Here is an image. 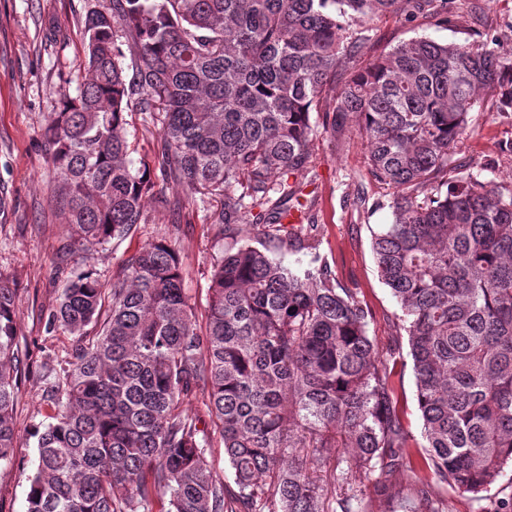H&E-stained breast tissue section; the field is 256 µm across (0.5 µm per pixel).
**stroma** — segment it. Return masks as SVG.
<instances>
[{
  "label": "stroma",
  "instance_id": "obj_1",
  "mask_svg": "<svg viewBox=\"0 0 512 512\" xmlns=\"http://www.w3.org/2000/svg\"><path fill=\"white\" fill-rule=\"evenodd\" d=\"M92 7L111 9L112 0H0V196L6 202L0 210V277L17 293V336L29 366L18 393L14 463L0 471V512H27L28 477L36 461L34 432L53 411L47 370L68 360L76 345L74 336L49 323L72 267L62 263L66 237L61 205L53 195L44 131L48 114L58 110L63 95L76 94L86 76L83 21ZM369 28L372 43L355 60L360 68L397 42L421 36L440 43L488 42L508 50L512 0H454L444 21L406 0L399 15L373 19ZM496 106L489 95L472 112L471 134L448 157L453 172L507 183L512 118L495 117ZM125 135L134 166L153 164L161 141L149 113H127ZM297 180L317 218L319 252L340 284L368 307V334L389 362L408 431L420 437L413 363L407 337L397 329L400 309L378 275L372 252L374 231L392 220V195L372 177L366 142L356 126L347 124L337 139L319 133L311 165ZM163 189V200L145 202V223L119 243L79 252L75 261L96 270L108 284L123 259L157 238H170L183 257V286L202 324L212 267L230 241L257 247L271 246L272 241L247 224L227 230L214 223L219 202L209 199L188 208L176 182H165ZM181 407L200 417L208 436L207 458L225 484H233L202 396L188 395ZM430 492L447 500L450 512H512V469L479 497L436 480Z\"/></svg>",
  "mask_w": 512,
  "mask_h": 512
}]
</instances>
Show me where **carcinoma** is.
Returning a JSON list of instances; mask_svg holds the SVG:
<instances>
[{
  "instance_id": "carcinoma-1",
  "label": "carcinoma",
  "mask_w": 512,
  "mask_h": 512,
  "mask_svg": "<svg viewBox=\"0 0 512 512\" xmlns=\"http://www.w3.org/2000/svg\"><path fill=\"white\" fill-rule=\"evenodd\" d=\"M401 0H112L84 21L87 75L46 128L67 253L103 248L145 222L144 202L172 179L185 201L221 199L213 223L256 224L268 249L232 245L209 279L205 333L165 239L128 258L110 291L93 270L63 289L51 324L76 338L53 377L51 422L37 432L27 512H369L354 490L409 512H447L428 476L487 492L512 465V185L446 180L448 152L489 92L512 112V51L400 41L337 78L370 41L349 30L399 13ZM131 41L132 75L116 33ZM160 123L155 173L127 158L125 113ZM331 135L352 120L374 179L393 190V220L373 233L378 275L400 306L424 445L397 411L369 310L288 225L311 164V113ZM444 196L421 198L431 180ZM111 308L99 321L103 300ZM16 291L0 278V468L14 459L18 380L26 371ZM100 324L85 345L87 327ZM208 400L236 489L213 472L198 420ZM346 471H329L336 449ZM406 477L387 493L395 474Z\"/></svg>"
}]
</instances>
